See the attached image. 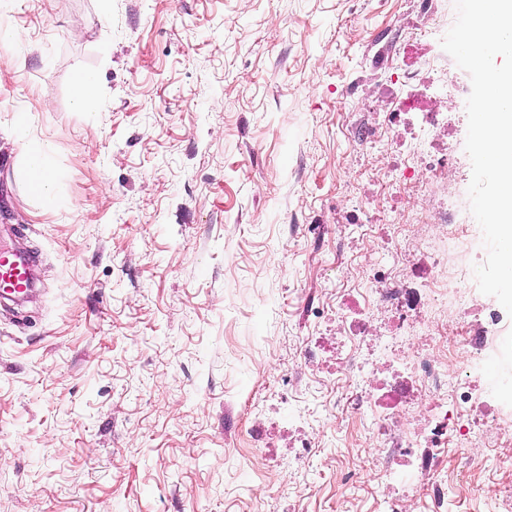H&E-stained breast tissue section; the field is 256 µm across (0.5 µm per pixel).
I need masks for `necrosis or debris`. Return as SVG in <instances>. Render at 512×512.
<instances>
[{
  "instance_id": "necrosis-or-debris-1",
  "label": "necrosis or debris",
  "mask_w": 512,
  "mask_h": 512,
  "mask_svg": "<svg viewBox=\"0 0 512 512\" xmlns=\"http://www.w3.org/2000/svg\"><path fill=\"white\" fill-rule=\"evenodd\" d=\"M439 15L437 0H423L412 39L374 55L379 65L401 55L409 68L407 88L385 100L388 122L375 136L390 149L395 133L407 130L406 145L388 162L390 176L413 196L433 197L432 207L408 212L402 231L429 224L447 235L451 249L462 251L475 226L455 219V203L443 181L448 155L439 139L445 131L446 112L465 105L468 92L460 88L428 100L420 90L425 80L442 77L438 63L424 52L429 43L443 38ZM366 269L371 277L363 304L390 310L389 333L378 335L368 317L345 315L334 344L322 342L318 348L332 353L337 371L355 381L346 409L370 418L373 449L382 472L398 462L408 463L405 479L383 500L384 512H407L410 493L428 489L444 463L445 449L476 448L488 437L492 415L487 403L473 402L471 380L482 374L489 360L491 352L483 338L494 334L498 315L471 293L463 270L449 266L445 255L433 253L423 261L401 257L390 264L371 260ZM451 291L459 298L456 307L429 315L432 304ZM384 363L394 364L395 369L381 399L374 394L375 373Z\"/></svg>"
}]
</instances>
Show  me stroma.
Wrapping results in <instances>:
<instances>
[{"label": "stroma", "instance_id": "35a3bbf8", "mask_svg": "<svg viewBox=\"0 0 512 512\" xmlns=\"http://www.w3.org/2000/svg\"><path fill=\"white\" fill-rule=\"evenodd\" d=\"M416 0H0V512H381L354 384L305 361L405 201L385 73ZM97 77L84 110L78 72ZM446 181L471 214L465 113ZM48 144L55 196L20 163ZM442 512H512V447L449 454ZM32 267L28 258L0 249V296L21 295L31 285Z\"/></svg>", "mask_w": 512, "mask_h": 512}]
</instances>
